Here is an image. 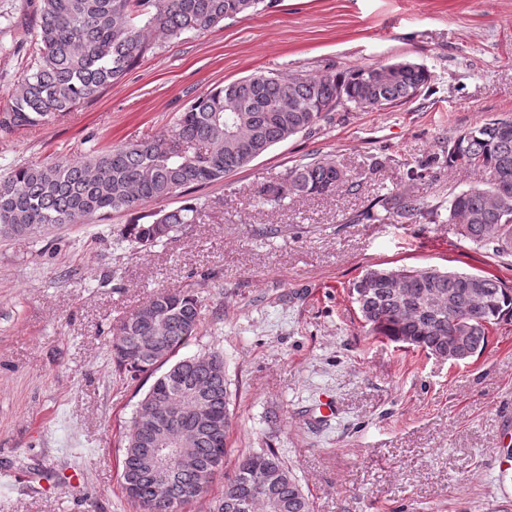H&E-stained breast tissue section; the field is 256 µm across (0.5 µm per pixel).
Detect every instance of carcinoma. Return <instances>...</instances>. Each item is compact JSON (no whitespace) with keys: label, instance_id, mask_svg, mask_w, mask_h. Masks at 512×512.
Segmentation results:
<instances>
[{"label":"carcinoma","instance_id":"cac0c4a2","mask_svg":"<svg viewBox=\"0 0 512 512\" xmlns=\"http://www.w3.org/2000/svg\"><path fill=\"white\" fill-rule=\"evenodd\" d=\"M275 6L276 0H40L35 51L11 104L0 112V131L49 123L121 81L152 49L150 32L168 39L203 33L226 18ZM429 79L427 69L410 61L367 66L347 76L257 71L190 99L175 114L168 139L31 164L0 178V234H33L46 225L83 224L113 211L162 203L189 188L224 180L280 142L316 132L349 103L371 108L410 103ZM434 162L481 173L479 182L448 200V223L477 246L512 256V117L468 129L448 141ZM354 188L336 160L325 155L311 157L280 181L263 186L259 198L280 206L295 197ZM378 204L384 214L368 211L366 217L381 224H415L430 213L424 197L410 193L384 196ZM201 211L189 197L174 210L138 216L125 235L142 246L166 244L196 223ZM470 289L481 290L484 298L471 303L465 295ZM350 294L369 335L434 357L458 333L472 337L478 355L487 346L490 329L512 320V288L480 274L432 267L370 268ZM149 308L165 310L167 318L162 340L145 360L135 353L134 339L142 335L139 316ZM202 323L197 294L161 291L127 316L112 337L118 372L135 378L164 369L144 399L175 377L168 386L169 400L181 412L198 466L193 471L174 467L169 512H183L209 492L229 451L231 393L223 354L212 350L176 359ZM189 383L208 385L210 391L188 396L184 387ZM151 422L148 410L133 414L125 432V455L135 453L148 437ZM150 485L148 472L123 470L125 495L140 512H156ZM211 512H313V507L278 452L267 448L238 456Z\"/></svg>","mask_w":512,"mask_h":512}]
</instances>
